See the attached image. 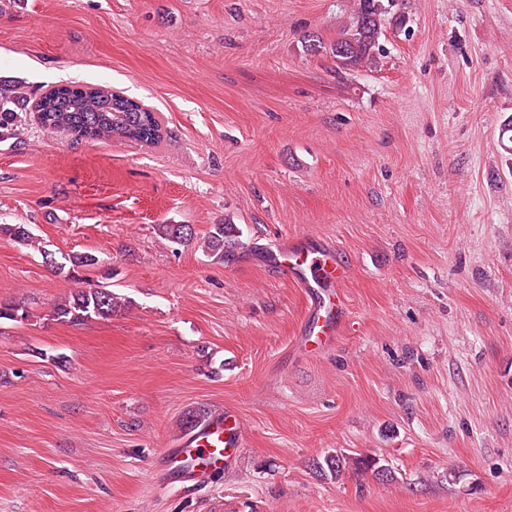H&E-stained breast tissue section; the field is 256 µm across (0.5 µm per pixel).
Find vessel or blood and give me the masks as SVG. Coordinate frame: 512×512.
<instances>
[{"mask_svg":"<svg viewBox=\"0 0 512 512\" xmlns=\"http://www.w3.org/2000/svg\"><path fill=\"white\" fill-rule=\"evenodd\" d=\"M286 275L309 293L312 311L296 340L298 351L311 353L330 346L345 322L339 288L347 274L335 246L309 249L298 240L280 245L273 254ZM242 422L227 407L207 418L178 445L165 449L160 460L173 482H197L205 475L236 464L242 453Z\"/></svg>","mask_w":512,"mask_h":512,"instance_id":"obj_1","label":"vessel or blood"}]
</instances>
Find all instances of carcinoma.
<instances>
[{
	"label": "carcinoma",
	"mask_w": 512,
	"mask_h": 512,
	"mask_svg": "<svg viewBox=\"0 0 512 512\" xmlns=\"http://www.w3.org/2000/svg\"><path fill=\"white\" fill-rule=\"evenodd\" d=\"M396 0H354L347 22L340 28L336 39L324 43L316 34L303 35V51L311 55L327 54L336 63L339 72L359 68H377L384 54L380 43L384 36L386 17L395 19L396 26L403 28L405 16L395 11ZM24 92L19 86L0 81V128L15 125L22 105ZM38 112L39 125L50 133L66 131L77 140L85 137L94 140H118L157 145L164 138L165 130L159 113L145 104L112 89L95 93L81 91L62 92L51 89L33 104ZM160 236L169 243L188 246L194 243V232L188 224H160ZM242 232L229 220L215 224L203 243L206 252L213 256L232 255L243 248ZM7 238L23 245L35 243L25 224H0V239ZM126 299L100 287L79 288L69 292L51 311L52 319L79 323L91 317L110 319L125 311ZM209 416L204 408L193 409L183 417V429L191 431ZM370 471L375 475L388 476L387 466L381 458L350 457L341 452L330 453L315 463L316 472L325 477H339L348 469Z\"/></svg>",
	"instance_id": "cac0c4a2"
}]
</instances>
